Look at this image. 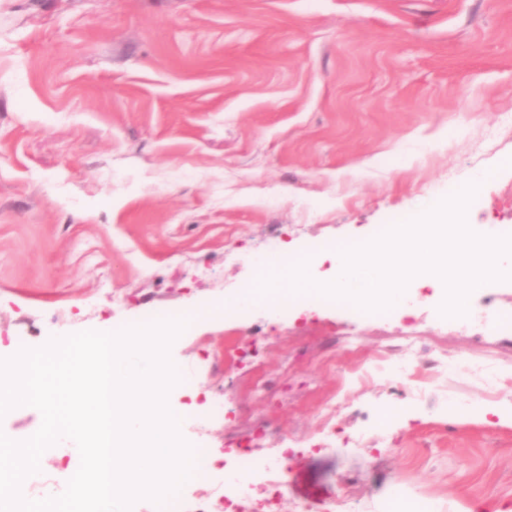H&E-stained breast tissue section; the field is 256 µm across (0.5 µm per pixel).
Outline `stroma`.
I'll return each instance as SVG.
<instances>
[{
	"label": "stroma",
	"instance_id": "1",
	"mask_svg": "<svg viewBox=\"0 0 512 512\" xmlns=\"http://www.w3.org/2000/svg\"><path fill=\"white\" fill-rule=\"evenodd\" d=\"M481 172L466 219L496 236L512 0H0V358L234 299L269 236L372 238ZM409 294L388 320L260 307L194 325L170 350L182 436L232 469L230 442L264 426L258 485L293 438L281 512H512V426L448 414L512 404V284L471 293L485 322ZM209 389L223 410L193 413ZM401 405L414 419L387 423ZM327 420L343 439L319 449ZM79 465L45 450L33 499Z\"/></svg>",
	"mask_w": 512,
	"mask_h": 512
}]
</instances>
